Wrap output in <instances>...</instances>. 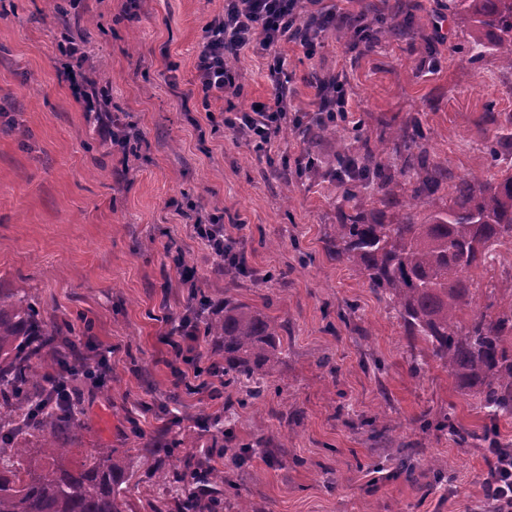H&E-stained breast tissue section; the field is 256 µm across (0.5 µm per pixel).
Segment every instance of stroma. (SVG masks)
Segmentation results:
<instances>
[{
	"label": "stroma",
	"mask_w": 512,
	"mask_h": 512,
	"mask_svg": "<svg viewBox=\"0 0 512 512\" xmlns=\"http://www.w3.org/2000/svg\"><path fill=\"white\" fill-rule=\"evenodd\" d=\"M80 0L67 18L46 0H0V289L36 302L56 322L86 319L76 350L88 361L108 356L104 386L84 384L88 426L65 464L79 468L98 448L129 456L127 512L164 501L150 450L193 431L201 414H220L231 438L204 435L182 458H209L224 470L252 512H474L484 499L491 458L458 447L448 433L421 429L425 415L453 412L481 430L485 414L423 343L409 344L395 311L367 285L360 268L336 260L329 241L341 208L395 223L409 194L402 178L394 200L353 183L344 201L332 175L336 144L300 136L297 121L316 110L309 73L343 80L359 135L351 155L395 130L419 131L434 158L457 178L495 177L484 151L498 138L512 164V71L490 52L471 59L470 25L448 0H323L354 17L391 18L411 9V31L366 44L353 35L325 38L315 58L280 44L296 95L269 156L254 153L224 127V103L203 106L194 63L205 24L224 0ZM83 56L120 121L135 123L137 151L108 148L100 121L58 78L63 35ZM267 59L247 50L234 59L238 109L271 98ZM313 158L317 173L301 174ZM218 215L239 244L246 273L219 274L218 262L187 207ZM177 244L196 266L187 286L167 247ZM223 305L225 297L288 325L284 353L263 402L240 408L235 390L219 396L177 390L183 369L166 336L190 303L191 290ZM331 358L330 368L317 365ZM421 372H413L412 360ZM382 416L376 424L374 416ZM244 447L237 466L225 444ZM414 472L398 468L400 457ZM448 464L437 480L433 464Z\"/></svg>",
	"instance_id": "obj_1"
}]
</instances>
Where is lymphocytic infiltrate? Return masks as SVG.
<instances>
[{
	"instance_id": "1",
	"label": "lymphocytic infiltrate",
	"mask_w": 512,
	"mask_h": 512,
	"mask_svg": "<svg viewBox=\"0 0 512 512\" xmlns=\"http://www.w3.org/2000/svg\"><path fill=\"white\" fill-rule=\"evenodd\" d=\"M320 0H224V12L204 28L195 64V85L204 103L239 94V71L230 63L246 49L271 51L284 42H299L306 56H315L322 46V30L310 27L313 19L349 22L344 13L324 10ZM266 79L273 89L272 103L245 111L226 110L224 127L239 135L257 151L269 152L288 120L295 95L293 79L281 55L266 64ZM319 106L315 122L327 124L347 120L348 101L340 80L317 78ZM492 465L486 494L501 504V512H512V452L492 449Z\"/></svg>"
}]
</instances>
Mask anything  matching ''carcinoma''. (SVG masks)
<instances>
[{
	"mask_svg": "<svg viewBox=\"0 0 512 512\" xmlns=\"http://www.w3.org/2000/svg\"><path fill=\"white\" fill-rule=\"evenodd\" d=\"M471 24L468 52L478 58L489 49L512 69V0H449ZM344 149L345 128H324ZM404 160L411 198L429 205L418 217L407 211L394 224H376L358 210L340 214L331 240L336 259L361 267L369 288L393 305L411 339L431 346L458 385L491 419L512 416V295L480 310L475 305V272L488 264L491 252L512 240V173L485 182L456 179L447 164L433 158L413 133L394 136ZM362 180L380 192L378 201L392 203L383 188L390 182L389 164L368 148L359 157ZM448 187V203L434 195ZM198 335L220 357L224 386L246 384L242 406L252 405L283 354L287 326L231 298L211 310L198 302ZM71 324L48 321L26 299L0 289V512H125L120 495L129 465L111 448H99L77 470L61 460L70 443L87 429L79 410L81 373L70 372L69 403L57 404L49 382L64 375L65 360L75 355L71 337L86 335ZM460 448L484 442L501 448L492 428L479 435L459 428L446 414L438 422ZM40 435V448L50 460L41 471L23 465L27 438ZM156 483L174 488L178 512H217L224 502V473L199 460L181 474L161 466Z\"/></svg>",
	"mask_w": 512,
	"mask_h": 512,
	"instance_id": "1",
	"label": "carcinoma"
}]
</instances>
